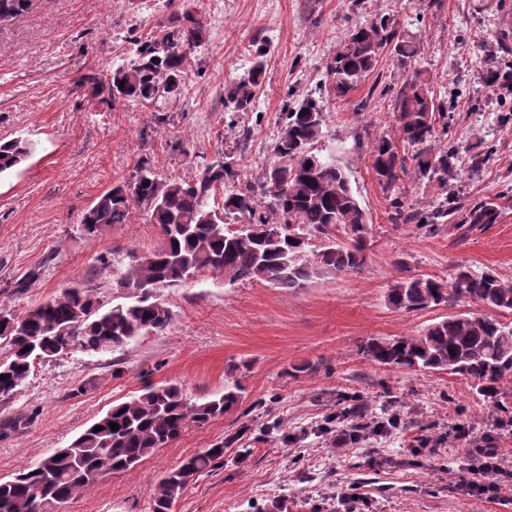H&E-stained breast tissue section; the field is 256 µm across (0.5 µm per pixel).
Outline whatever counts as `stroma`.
<instances>
[{"instance_id": "35a3bbf8", "label": "stroma", "mask_w": 512, "mask_h": 512, "mask_svg": "<svg viewBox=\"0 0 512 512\" xmlns=\"http://www.w3.org/2000/svg\"><path fill=\"white\" fill-rule=\"evenodd\" d=\"M167 0H33L29 12L0 24V140L36 144L34 154L0 175V304L23 312L73 282L97 275V297L118 294L101 263L122 267L131 250L161 243L141 211L128 223L83 237V212L104 190L131 181L147 161L164 178L191 179L203 165L233 153L245 179L257 180L280 129L288 94L326 85L325 65L349 27L379 16L420 40L419 67L438 95L452 93L448 133L467 144L452 187L470 204L512 187V92L488 87V65L512 62V0H177L200 10L205 39L192 55L184 92L162 103H113L91 76L134 56L139 42L159 37L172 10ZM175 7V8H176ZM266 51V76L250 110L228 112L224 92ZM403 81L390 53L345 100L324 94L327 114L320 154H333L372 229L366 270L285 290L264 281L225 285L205 276L166 290L172 322L161 335L139 337L123 350L90 355L73 349L39 361L10 400L0 425L25 418L27 428L0 436V480L12 478L69 445L113 405L149 385L176 383L192 400L223 392L231 365L248 362L246 417L230 414L188 426L180 438L134 470L101 475L64 512H152L156 483L183 458L218 442L227 456L251 449L244 467L226 465L199 477L172 512H246L249 501L283 502L287 512H342V494L363 512H512V494L477 499L458 486L480 463L474 447L504 457L500 480L512 484V431L469 380L444 372L393 371L366 360L358 346L374 336H417L469 300L421 311L388 306L395 280H450L457 266L491 270L512 280V209L495 224L460 235L435 234L388 219V201L371 168L368 144L397 135L391 103ZM251 136L234 151L242 130ZM494 146L496 159L475 170L471 150ZM40 275L23 292L17 280ZM307 372L291 374V367ZM357 393L368 413L385 407L403 425L383 439L337 447L341 426L323 433L341 394ZM467 424L454 440L456 424Z\"/></svg>"}]
</instances>
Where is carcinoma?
I'll use <instances>...</instances> for the list:
<instances>
[{
	"instance_id": "1",
	"label": "carcinoma",
	"mask_w": 512,
	"mask_h": 512,
	"mask_svg": "<svg viewBox=\"0 0 512 512\" xmlns=\"http://www.w3.org/2000/svg\"><path fill=\"white\" fill-rule=\"evenodd\" d=\"M32 0H0V22L27 13ZM174 26L154 41L138 45L135 57L111 73L93 77L113 102L144 106L180 93L190 56L204 39L203 18L174 12ZM390 52L403 75L393 98L399 138L381 134L370 143L372 169L389 200L395 224H417L436 232L443 224L460 229L495 224L512 207V188L494 199L466 205L448 190L456 176L459 146L436 148L448 131L447 107L437 101L434 78L415 67L420 42L381 16L350 29L326 66L333 95L343 99L374 72L383 52ZM264 50L258 49L249 73L228 88L224 106L250 109L265 75ZM326 116L314 98L285 113L270 145L269 160L258 184L243 183L234 156L218 167L206 164L191 180L163 178L141 163L133 182L102 192L84 212L80 228L95 237L112 224L128 222L138 209L158 225L161 245L148 254L132 251L123 277L122 295L106 306L97 300L94 277L68 286L47 301L18 314L0 306V340L10 355L0 360V400L11 399L29 377L34 363L70 349L89 354L118 350L140 336L162 334L172 314L164 290L206 275L224 283L260 280L276 288H303L315 279L358 275L367 266L370 234L367 216L343 168L332 157L314 152L324 137ZM33 150L24 139L0 142V174L20 165ZM433 183L441 189L432 209L417 210L405 194V179ZM221 205H214L217 193ZM466 298L482 312L450 314L429 324L418 336L369 337L360 344L368 361L390 370L442 371L472 381L476 394L507 415L512 393L502 387L512 374V322L496 314L512 313V281L493 271L475 273L460 266L449 283L408 277L387 294L396 310L414 312ZM229 373L224 392L213 399L191 400L176 384L149 386L112 406L70 445L44 457L32 468L0 481V512H59L91 487L103 473H124L147 456L176 441L190 425L205 426L243 405L245 387ZM335 419L345 424L350 443L370 435H387L398 426L395 414L372 419L356 395L345 398ZM118 424L111 430L110 424ZM102 430L97 431L95 427ZM224 443L195 453L170 470L153 492V512L172 505L200 476L224 467ZM61 459H56V456Z\"/></svg>"
}]
</instances>
